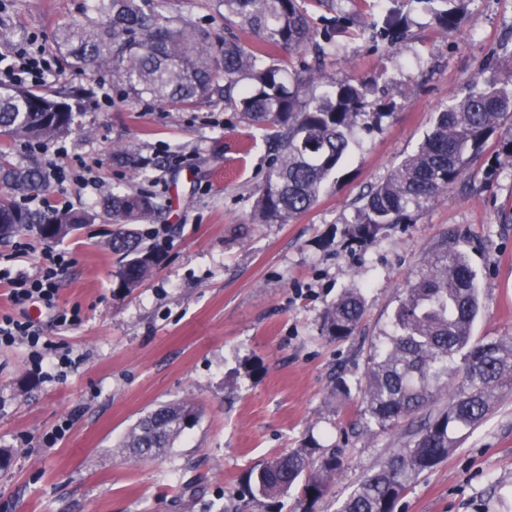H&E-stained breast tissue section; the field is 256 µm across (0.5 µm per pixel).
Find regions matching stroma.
Returning <instances> with one entry per match:
<instances>
[{
  "instance_id": "1",
  "label": "stroma",
  "mask_w": 512,
  "mask_h": 512,
  "mask_svg": "<svg viewBox=\"0 0 512 512\" xmlns=\"http://www.w3.org/2000/svg\"><path fill=\"white\" fill-rule=\"evenodd\" d=\"M91 0H0V57L53 35ZM316 29L335 13L352 23L321 70L370 81L372 106L388 105L379 127L355 129L346 162L319 202L287 224H256L253 191L272 158V140L220 97L190 110L127 99L112 76L92 80L111 104L81 116L60 144L9 146L17 166L48 165L65 146L66 177L49 181L30 208L93 209L117 190L144 191L156 213L140 223L162 255L135 288H118L123 257L111 219L100 216L64 241L30 228L0 238V264L34 273L66 252L59 303L79 324L62 328L30 311L48 357L70 354L63 375L32 373L23 345L0 347V512H269L246 489L251 471L316 441L341 453L343 467L313 512H337L365 475L406 441L404 426L379 429L363 414L370 343L387 328L402 290L444 234L459 238L478 274L483 310L475 338L512 336V167L487 176L490 152L469 168L466 186L442 194L416 223L397 224L359 247L345 236L356 199L390 173L431 128L450 95L483 73L507 72L512 0H469L460 29L432 24L416 0H309ZM412 24L396 43L370 42L366 28L391 13ZM135 149L138 166L118 163ZM347 288L365 298L355 336L322 335L325 310ZM262 366L254 374V366ZM342 375L349 399L331 393ZM182 401L197 414L172 448L131 462L117 445L140 417ZM66 425L63 438L51 432ZM395 512H512V391L460 434L447 460L420 474Z\"/></svg>"
}]
</instances>
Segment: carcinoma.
Masks as SVG:
<instances>
[{
    "mask_svg": "<svg viewBox=\"0 0 512 512\" xmlns=\"http://www.w3.org/2000/svg\"><path fill=\"white\" fill-rule=\"evenodd\" d=\"M446 32L459 29L466 0H421ZM210 9L252 35L243 42L219 39L209 24L182 15L176 0H93L54 36L71 66L93 76L112 72L121 93L174 108L214 95L251 126L272 128L275 156L252 205L256 224H287L310 210L342 165L350 136L369 116L368 83L326 80L321 92L288 71L280 54L317 58L331 43L319 32L302 0H208ZM401 20L371 29L369 39L395 42ZM95 106L93 88L60 90L0 86V135L48 143L79 128L76 118ZM490 139L491 169L512 166V66L509 75L477 77L466 92L449 97L417 148L361 198L347 229L366 244L394 224H413L438 197L465 180L469 164ZM0 238L26 227L50 229L61 241L96 214L80 209H31L17 201L45 189L38 162L18 167L0 160ZM118 228L112 250L127 257L118 287L130 289L161 260L143 234L131 228L156 209L143 191H117L102 201ZM481 311L477 273L463 250L442 238L418 277L404 288L382 339L371 344L364 377V415L379 428L408 423V442L366 475L338 512H394L409 483L448 458L454 435L475 428L494 408L496 393L512 388V336L476 341ZM364 314L360 291H345L323 316L322 331L336 339L354 335ZM452 390L448 404L438 397ZM196 420L194 409L175 402L141 417L120 448L130 460L161 454ZM304 447L280 454L248 480L253 496L273 497L302 483L294 512H311L341 467L335 454L315 456Z\"/></svg>",
    "mask_w": 512,
    "mask_h": 512,
    "instance_id": "cac0c4a2",
    "label": "carcinoma"
}]
</instances>
